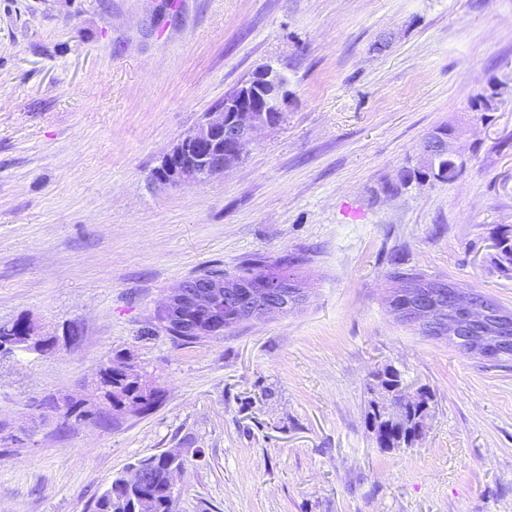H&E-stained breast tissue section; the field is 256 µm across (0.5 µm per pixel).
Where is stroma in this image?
<instances>
[{"instance_id":"stroma-1","label":"stroma","mask_w":512,"mask_h":512,"mask_svg":"<svg viewBox=\"0 0 512 512\" xmlns=\"http://www.w3.org/2000/svg\"><path fill=\"white\" fill-rule=\"evenodd\" d=\"M283 119L204 184L165 153L264 65ZM501 81L494 111L472 99ZM453 126L455 182L402 183ZM512 0H0V512H92L145 456L181 451L176 512H512V367L397 321L393 269L512 310ZM289 259L298 308L194 344L156 313L179 284ZM131 360L161 403L97 409ZM433 393L420 443L380 449L372 375ZM15 333L16 330L12 328V325L0 326V334H2V336H10L7 342H4V339H0V357L13 354L20 346L27 345L29 343L34 344L38 340V336H35L32 328L22 333V336H15Z\"/></svg>"}]
</instances>
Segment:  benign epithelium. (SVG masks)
Segmentation results:
<instances>
[{"instance_id":"obj_1","label":"benign epithelium","mask_w":512,"mask_h":512,"mask_svg":"<svg viewBox=\"0 0 512 512\" xmlns=\"http://www.w3.org/2000/svg\"><path fill=\"white\" fill-rule=\"evenodd\" d=\"M265 101L246 95H227L205 114L204 120L185 133L163 157L159 177L155 182L176 186L180 183L197 185L230 168L254 142L258 131L272 128L275 122L268 120ZM262 287L247 288L239 281L216 275H200L183 281L165 301L162 309L175 313L179 325L190 333H204L210 337L224 335V327L218 324L224 316V308L238 312L243 321H263L273 315L283 314L291 306L301 304L305 290L289 282H269L260 279ZM448 281L434 280V290L413 292L407 290L404 281L397 282L393 297L406 299V304L394 314L402 322L423 332L435 329V323L444 308ZM451 301L463 311L458 317L448 316V332L455 333L466 324L478 320L481 308L475 304V295L460 288L451 295ZM0 334L9 340L0 343V357L14 353L20 346L38 340L34 330L22 335L10 326H0ZM416 392L402 390L403 402L390 393L383 392L377 408L382 416L393 423L404 413L403 403L415 399ZM146 471L133 465L127 472L126 484L134 491L147 481Z\"/></svg>"}]
</instances>
